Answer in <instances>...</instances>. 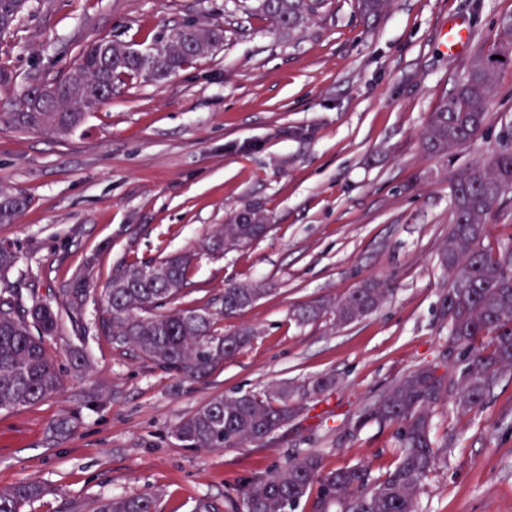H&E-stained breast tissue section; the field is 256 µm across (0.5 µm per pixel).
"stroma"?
I'll list each match as a JSON object with an SVG mask.
<instances>
[{"label": "stroma", "mask_w": 512, "mask_h": 512, "mask_svg": "<svg viewBox=\"0 0 512 512\" xmlns=\"http://www.w3.org/2000/svg\"><path fill=\"white\" fill-rule=\"evenodd\" d=\"M512 0H394L366 27L357 0H324L302 29L271 31L245 0H30L0 37V112L13 94L54 79L99 37L149 48L193 21L217 23L224 42L162 83L128 80L71 136L0 124V185L29 207L0 224L18 255L5 276L23 302L53 303L86 264L93 289L124 259L197 250L242 207L270 218L265 237L201 256L181 308L217 314L253 341L206 381L183 382L97 333V302L82 330L62 320L46 348L64 370L59 394L0 412V488L36 480L48 494L25 512H90L95 499L153 493L158 512H235L240 489L288 456L319 452L325 470L362 464L372 477L395 459V426L356 427L359 412L421 365L451 364L441 301L448 277L438 250L451 222L450 185L462 167L512 146V65L498 76L482 136L450 157L425 153L419 136L471 62L486 51ZM471 40L444 48L452 21ZM394 292L370 316L336 329L331 318L300 326L292 312L341 298L366 280ZM259 282L251 307L221 316L226 281ZM82 350L86 374L69 368ZM332 375L262 445L184 448L176 424L213 397L263 394ZM100 389L104 404L86 393ZM76 413L71 432L48 426ZM435 438L448 461L433 471L421 512H512V377L479 410H439Z\"/></svg>", "instance_id": "stroma-1"}]
</instances>
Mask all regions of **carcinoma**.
<instances>
[{"instance_id": "cac0c4a2", "label": "carcinoma", "mask_w": 512, "mask_h": 512, "mask_svg": "<svg viewBox=\"0 0 512 512\" xmlns=\"http://www.w3.org/2000/svg\"><path fill=\"white\" fill-rule=\"evenodd\" d=\"M320 0H256L255 9L272 25L293 30L302 26ZM392 0H359L364 19L375 21L387 13ZM27 4L0 0V30L6 35ZM223 39V30L189 22L161 37L152 56L151 75L162 82L193 60L201 58ZM512 43V29L497 32L488 52L477 56L451 97L429 116L422 133V148L446 157L479 135L487 125L490 90L497 87L498 70L484 59ZM144 74L143 61L130 45L100 37L80 53L64 73L42 83L45 97L23 93L12 112H1L15 128L29 132L70 136L84 122L80 100L97 84L122 83ZM512 193V148L492 152L486 161L473 164L453 178V217L438 261L448 273V294L442 299V317L448 325V351L456 353L452 367L440 373L422 366L388 386L364 408L356 426L369 422L396 424L397 455L386 475L370 481L368 469L348 466L324 471L322 456L311 451L275 467L259 481L248 483L241 512H295L303 498L317 489L316 512L336 506L339 512H420L424 482L446 452L434 439L438 408L451 405L458 413L483 406L505 376L512 377V237L487 249V216ZM29 200L0 185V224H14ZM269 218L246 207L227 224L212 231L202 253L216 255L263 237ZM199 253L189 252L160 259L123 261L113 270L101 292L102 314L98 326L118 348H131L147 363L178 379L206 380L224 360L235 356L252 337V327L229 334L214 329V317L205 309H178L171 304L190 283ZM92 265L62 289L71 319L79 321L89 292ZM387 284L369 280L338 301H321L293 313L298 323L315 321L330 313L342 326L375 312L387 293ZM265 292L260 284L229 282L222 297L223 315L252 306ZM61 314L52 303L36 300L26 305L11 290L0 293V411L34 406L62 389L61 369L45 350L44 339L59 328ZM488 336L491 344L481 338ZM336 385L332 375L320 376L300 386L280 387L265 396L243 393L217 396L173 429L185 448H238L256 446L277 433L302 401H313ZM47 493L38 481L25 480L0 488V512L23 508ZM95 512H157L152 494L100 498Z\"/></svg>"}]
</instances>
